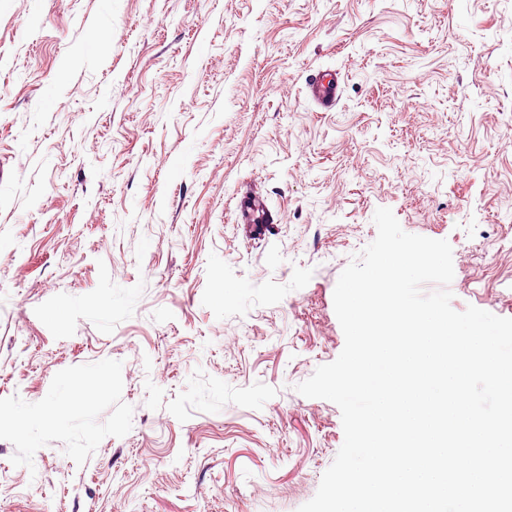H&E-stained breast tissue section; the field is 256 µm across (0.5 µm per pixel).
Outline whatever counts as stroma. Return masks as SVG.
<instances>
[{"instance_id":"1","label":"stroma","mask_w":512,"mask_h":512,"mask_svg":"<svg viewBox=\"0 0 512 512\" xmlns=\"http://www.w3.org/2000/svg\"><path fill=\"white\" fill-rule=\"evenodd\" d=\"M380 207L512 318V0H0V512H297ZM307 95L324 112H329L336 107L340 99L341 80L339 72H321L307 76ZM235 211L237 220L243 224H267L271 217L266 201L252 194L238 197Z\"/></svg>"}]
</instances>
